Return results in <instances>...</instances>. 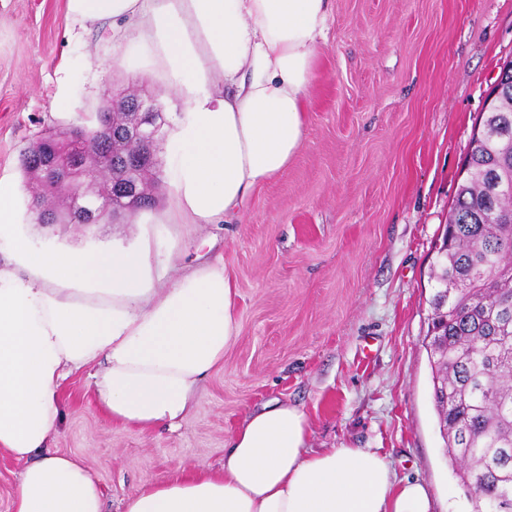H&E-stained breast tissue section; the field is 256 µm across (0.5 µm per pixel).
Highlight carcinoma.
I'll use <instances>...</instances> for the list:
<instances>
[{"label":"carcinoma","mask_w":512,"mask_h":512,"mask_svg":"<svg viewBox=\"0 0 512 512\" xmlns=\"http://www.w3.org/2000/svg\"><path fill=\"white\" fill-rule=\"evenodd\" d=\"M494 108L485 113L481 134L467 159L444 225L431 271L434 293L429 342L433 399L448 457L469 493L474 512H512V74L500 79ZM101 198L96 224L112 223V197L125 185L138 194L134 211L153 205L152 186L159 161L154 146L124 171L118 160L129 152L126 138H100L92 130ZM22 155L27 184L37 179L33 207L39 224H80L56 182L41 179V166ZM61 199L54 210L41 208L46 195Z\"/></svg>","instance_id":"carcinoma-1"}]
</instances>
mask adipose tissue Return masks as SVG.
<instances>
[{
	"instance_id": "adipose-tissue-1",
	"label": "adipose tissue",
	"mask_w": 512,
	"mask_h": 512,
	"mask_svg": "<svg viewBox=\"0 0 512 512\" xmlns=\"http://www.w3.org/2000/svg\"><path fill=\"white\" fill-rule=\"evenodd\" d=\"M330 0H67V18L112 22L114 66L163 80L180 116L162 146L174 171L167 218L210 224L293 160ZM23 184L0 181V450L22 460L12 512H105L75 457L42 455L67 374L94 363L100 408L142 430L175 427L239 333L225 269L151 285L150 245L36 251L18 227ZM301 410L271 401L231 436L224 467L177 468L123 512H431L423 484L396 482L378 451L307 449Z\"/></svg>"
}]
</instances>
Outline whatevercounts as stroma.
<instances>
[{
    "label": "stroma",
    "instance_id": "1",
    "mask_svg": "<svg viewBox=\"0 0 512 512\" xmlns=\"http://www.w3.org/2000/svg\"><path fill=\"white\" fill-rule=\"evenodd\" d=\"M512 59V0H331L288 168L212 224H166L169 186L129 221L38 224L35 249L157 246L155 286L224 267L239 334L174 429L141 430L99 409L89 369L61 387L50 450L80 457L107 512L178 466L219 469L246 415L272 399L303 411L307 447L370 448L432 512H472L444 451L425 345L435 246L464 180L487 99ZM68 92V111L53 102ZM160 97L112 64L110 28L65 20V0H0V179L48 128L94 127L122 92Z\"/></svg>",
    "mask_w": 512,
    "mask_h": 512
}]
</instances>
